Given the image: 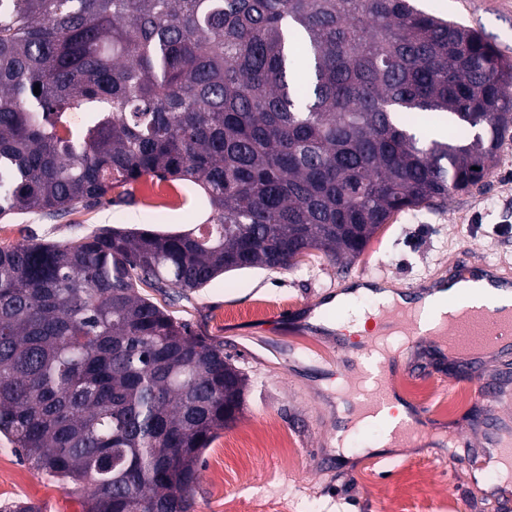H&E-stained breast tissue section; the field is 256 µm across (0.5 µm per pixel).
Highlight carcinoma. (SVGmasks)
<instances>
[{
  "mask_svg": "<svg viewBox=\"0 0 512 512\" xmlns=\"http://www.w3.org/2000/svg\"><path fill=\"white\" fill-rule=\"evenodd\" d=\"M510 126L512 60L415 0H0V219L144 175L210 207L180 232L0 247V435L86 512H190L248 378L175 296L314 250L353 261L478 185Z\"/></svg>",
  "mask_w": 512,
  "mask_h": 512,
  "instance_id": "1",
  "label": "carcinoma"
}]
</instances>
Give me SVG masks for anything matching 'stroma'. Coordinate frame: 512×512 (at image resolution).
I'll list each match as a JSON object with an SVG mask.
<instances>
[{
    "instance_id": "obj_1",
    "label": "stroma",
    "mask_w": 512,
    "mask_h": 512,
    "mask_svg": "<svg viewBox=\"0 0 512 512\" xmlns=\"http://www.w3.org/2000/svg\"><path fill=\"white\" fill-rule=\"evenodd\" d=\"M420 9L458 20L483 33L512 58V0H419ZM127 197L63 218L38 212L0 220V246L35 237L67 243L103 227L179 231L203 223L209 207L186 181L144 176ZM512 270V130L500 160L468 193L450 194L443 206L393 216L363 254L341 270L321 255L303 257L290 270L249 269L219 276L171 306L193 334L222 346L249 378L244 410L202 454L192 490L191 512H253L255 500L286 502L292 512H500L481 481L472 476L479 439L468 427L472 404L449 413L454 391L447 373L405 380L401 400L436 419L427 440L381 449L372 424L336 445V353L334 333L318 334L289 320L309 315L335 295L346 273L383 275L395 286L447 276L461 257ZM453 470H444L449 454ZM246 470L248 485L232 477ZM0 505L29 500L42 512H85L86 495L76 485L36 473L0 437Z\"/></svg>"
}]
</instances>
